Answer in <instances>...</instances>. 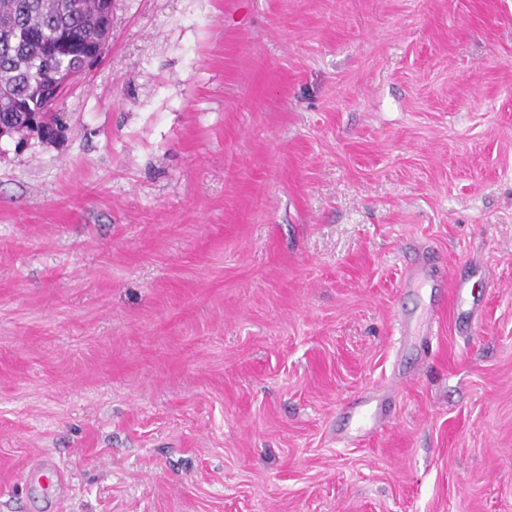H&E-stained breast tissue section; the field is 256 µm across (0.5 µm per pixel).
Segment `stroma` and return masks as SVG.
Listing matches in <instances>:
<instances>
[{
  "instance_id": "1",
  "label": "stroma",
  "mask_w": 512,
  "mask_h": 512,
  "mask_svg": "<svg viewBox=\"0 0 512 512\" xmlns=\"http://www.w3.org/2000/svg\"><path fill=\"white\" fill-rule=\"evenodd\" d=\"M57 110L0 142V512H512V0H114ZM423 261L479 304L426 351ZM385 400L386 395L384 393L377 388H372L366 390L361 397L351 404L344 405L342 409L349 410L358 432L355 435L336 433V439L349 443L358 437L376 431L382 425L384 419Z\"/></svg>"
}]
</instances>
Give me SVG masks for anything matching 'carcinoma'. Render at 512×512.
<instances>
[{"mask_svg": "<svg viewBox=\"0 0 512 512\" xmlns=\"http://www.w3.org/2000/svg\"><path fill=\"white\" fill-rule=\"evenodd\" d=\"M98 27L96 0H0V118L24 125L34 113L56 126L33 83L48 70L83 71Z\"/></svg>", "mask_w": 512, "mask_h": 512, "instance_id": "carcinoma-1", "label": "carcinoma"}]
</instances>
